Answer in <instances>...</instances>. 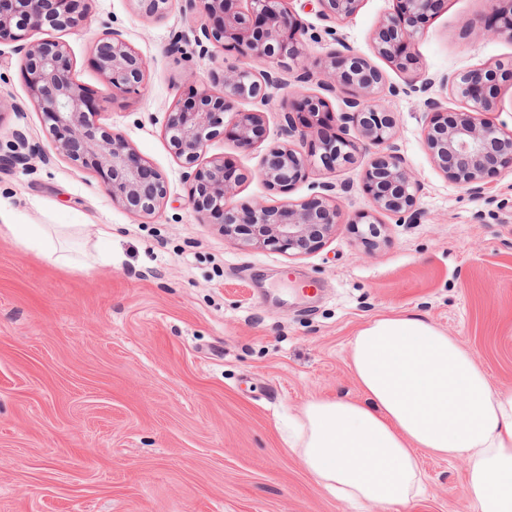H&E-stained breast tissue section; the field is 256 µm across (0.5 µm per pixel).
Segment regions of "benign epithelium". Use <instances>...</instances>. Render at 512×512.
<instances>
[{
    "label": "benign epithelium",
    "instance_id": "benign-epithelium-1",
    "mask_svg": "<svg viewBox=\"0 0 512 512\" xmlns=\"http://www.w3.org/2000/svg\"><path fill=\"white\" fill-rule=\"evenodd\" d=\"M141 13L160 17L172 0H136ZM325 20L344 21L358 11L361 0H315ZM489 10L467 20L464 31L479 39L492 35L512 42V0H488ZM187 7L208 19L196 38L200 52L204 42L234 44L252 65L223 63L211 70L209 83L191 88L178 98L168 112L165 137L180 163L190 170L193 185L189 205L208 224L221 225L224 237L242 246L267 247L300 257L325 244L341 223L342 210L335 194L350 192V184H318L320 192L309 201L280 205L264 201H233L241 177L222 160L205 169L197 162L210 141L230 135L240 147L252 148L267 139L265 114L276 91L287 86L282 70L287 62L300 69L294 82L305 83L316 75L303 60L304 39L309 27L289 7L288 0H186ZM444 0H397V10L387 17L374 35L377 54L397 69L408 71L409 50L430 16L442 9ZM86 12V0H0V38L16 40L26 32L48 26L54 30L71 27ZM28 88L41 110L58 154L95 172L112 201L128 210L155 216L167 196L163 175L143 160L120 133L108 132L94 122L103 106L91 99L73 74V62L66 43L40 40L20 46ZM94 64L112 88V97L131 93L145 79L146 59L116 31L103 34L95 44ZM320 94L292 88L280 100L286 125V140L266 149L258 175L268 188L287 193L321 164L334 173L347 168L366 154L370 159L364 183L374 211L391 215L398 224H420L421 182L411 170L396 143V122L382 106L379 93L383 76L364 58L347 52L342 60L331 54L319 71ZM512 80V70L500 64L486 65L440 80L464 106L450 110L439 98L429 96L424 107L431 117L424 129V142L436 168L468 193L486 194L488 179L512 170V133L499 128L489 114L497 108L500 83ZM353 90L341 112L333 115L336 133L324 124L329 114L325 94L338 87ZM248 101L253 109L234 110V104ZM317 143L306 148L308 137ZM27 144L21 134L0 153V167L25 165L35 150L22 152ZM367 227L359 230V224ZM363 243L375 247L381 235L380 221L365 216L351 220Z\"/></svg>",
    "mask_w": 512,
    "mask_h": 512
}]
</instances>
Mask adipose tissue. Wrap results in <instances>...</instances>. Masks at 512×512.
<instances>
[{
    "label": "adipose tissue",
    "instance_id": "ef3b65f1",
    "mask_svg": "<svg viewBox=\"0 0 512 512\" xmlns=\"http://www.w3.org/2000/svg\"><path fill=\"white\" fill-rule=\"evenodd\" d=\"M0 230L56 262V224ZM349 368L364 398H314L295 421L293 448L327 491L400 512L423 498L418 451L465 458L471 512H512V387L493 388L456 339L422 315L395 312L361 325L349 340Z\"/></svg>",
    "mask_w": 512,
    "mask_h": 512
}]
</instances>
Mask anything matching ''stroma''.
Here are the masks:
<instances>
[{
    "instance_id": "obj_1",
    "label": "stroma",
    "mask_w": 512,
    "mask_h": 512,
    "mask_svg": "<svg viewBox=\"0 0 512 512\" xmlns=\"http://www.w3.org/2000/svg\"><path fill=\"white\" fill-rule=\"evenodd\" d=\"M292 6L309 26L308 65L345 45L386 85H404L406 73L373 43L396 0H362L341 22L305 0ZM487 10L486 0H446L416 42L414 71L438 80L512 67V42L462 28ZM202 24L185 0L162 17L143 15L135 0H88L73 28L27 35L69 46L77 81L107 103L97 123L163 175L166 201L151 217L113 202L96 173L56 155L20 43L0 41V144L19 131L39 150L28 165L0 169V208L21 224L82 225L80 242L95 257L58 265L0 235V512H381L317 483L289 445L288 418L316 397L361 398L348 341L382 314L427 316L462 342L492 386H512V208L468 194L433 165L423 94L382 98L422 183L423 223L385 217L374 248L341 224L321 249L296 258L236 245L219 225L201 223L164 135L168 111L215 66L249 64L231 48L200 54ZM109 28L149 61L143 85L117 98L92 64ZM264 153L219 137L200 163H233L244 176L240 202L303 201L318 183L348 181L344 212L371 210L363 163L315 169L284 198L258 176ZM420 466L426 494L407 512H467L464 458L424 453Z\"/></svg>"
}]
</instances>
